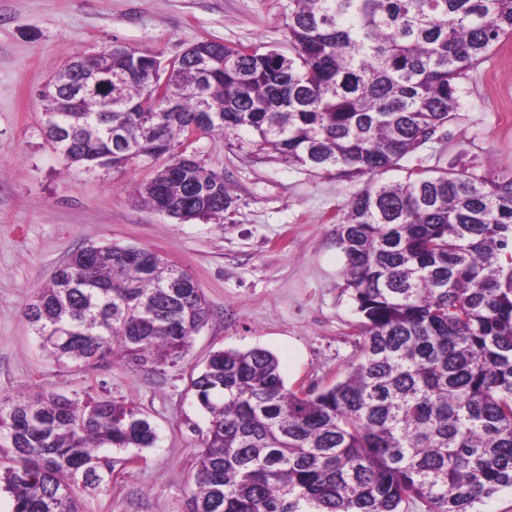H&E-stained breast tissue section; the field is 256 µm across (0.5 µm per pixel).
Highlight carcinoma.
Masks as SVG:
<instances>
[{
  "mask_svg": "<svg viewBox=\"0 0 512 512\" xmlns=\"http://www.w3.org/2000/svg\"><path fill=\"white\" fill-rule=\"evenodd\" d=\"M294 53L199 40L164 66L114 47L47 85L45 132L70 165L118 169L163 137L164 166L136 187L183 221L235 203L223 178L173 151L245 129L261 148L315 170L367 177L336 224L345 288L362 321L359 355L327 388L286 387L269 350L220 349L192 379L209 427L190 512H480L512 489V174L462 167L382 176L444 129L463 81L512 37V0H296ZM138 73L120 85H74ZM24 316L58 362L111 357L174 368L209 319L197 283L158 253L72 252ZM12 512H80L112 461L103 448L155 445L133 403L50 393L0 402Z\"/></svg>",
  "mask_w": 512,
  "mask_h": 512,
  "instance_id": "carcinoma-1",
  "label": "carcinoma"
}]
</instances>
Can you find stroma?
Segmentation results:
<instances>
[{"label": "stroma", "instance_id": "obj_1", "mask_svg": "<svg viewBox=\"0 0 512 512\" xmlns=\"http://www.w3.org/2000/svg\"><path fill=\"white\" fill-rule=\"evenodd\" d=\"M294 0H0V400L57 392L134 403L156 426L148 450L114 462L84 512H188L209 420L190 380L211 351L263 347L288 388L335 383L359 354L334 229L364 179L314 171L259 149L249 132L193 148L236 198L220 219L182 223L146 208L135 188L153 162L120 170L68 165L45 133L42 92L64 63L119 46L177 57L198 40L291 54ZM512 172V38L465 80L454 119L407 160ZM146 248L186 271L210 309L174 368L55 361L24 316L35 292L79 246Z\"/></svg>", "mask_w": 512, "mask_h": 512}]
</instances>
